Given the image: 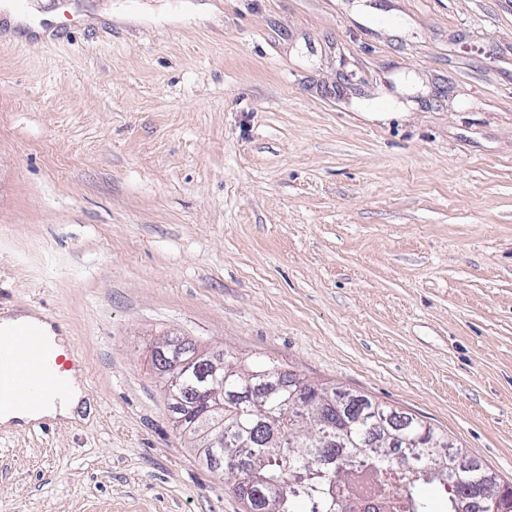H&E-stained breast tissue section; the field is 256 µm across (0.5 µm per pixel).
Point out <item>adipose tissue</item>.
<instances>
[{
  "instance_id": "ef3b65f1",
  "label": "adipose tissue",
  "mask_w": 512,
  "mask_h": 512,
  "mask_svg": "<svg viewBox=\"0 0 512 512\" xmlns=\"http://www.w3.org/2000/svg\"><path fill=\"white\" fill-rule=\"evenodd\" d=\"M86 400L80 374L69 370L65 373V390L60 396L37 402L23 412L0 411V428L12 429L45 417L61 421L74 420L85 410Z\"/></svg>"
}]
</instances>
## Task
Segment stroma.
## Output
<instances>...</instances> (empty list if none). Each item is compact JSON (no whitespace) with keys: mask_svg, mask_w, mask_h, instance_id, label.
Returning <instances> with one entry per match:
<instances>
[{"mask_svg":"<svg viewBox=\"0 0 512 512\" xmlns=\"http://www.w3.org/2000/svg\"><path fill=\"white\" fill-rule=\"evenodd\" d=\"M72 2L0 25V313L62 327L88 401L0 429V512H243L174 426L165 335L512 485V0ZM5 1L0 5V17L2 13V18L7 19L13 27L20 31L41 35L45 32L41 21L52 20L50 14L38 11L36 6L27 5L25 10L19 11L15 4Z\"/></svg>","mask_w":512,"mask_h":512,"instance_id":"35a3bbf8","label":"stroma"}]
</instances>
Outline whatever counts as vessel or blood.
<instances>
[{
    "instance_id": "vessel-or-blood-1",
    "label": "vessel or blood",
    "mask_w": 512,
    "mask_h": 512,
    "mask_svg": "<svg viewBox=\"0 0 512 512\" xmlns=\"http://www.w3.org/2000/svg\"><path fill=\"white\" fill-rule=\"evenodd\" d=\"M53 347L29 326L0 335V409L21 411L59 393L63 381L53 365Z\"/></svg>"
}]
</instances>
